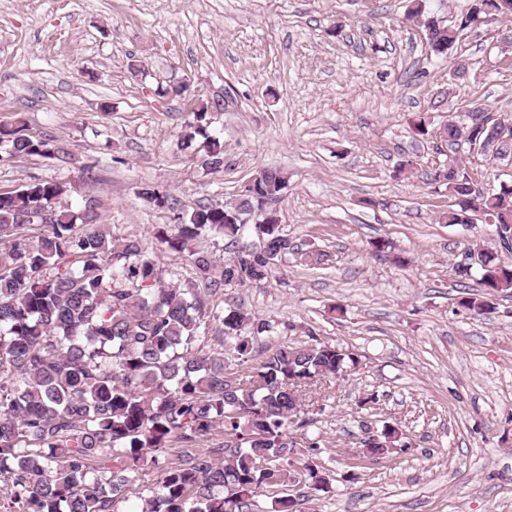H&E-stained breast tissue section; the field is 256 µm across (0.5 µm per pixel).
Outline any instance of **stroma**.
Instances as JSON below:
<instances>
[{"label": "stroma", "mask_w": 512, "mask_h": 512, "mask_svg": "<svg viewBox=\"0 0 512 512\" xmlns=\"http://www.w3.org/2000/svg\"><path fill=\"white\" fill-rule=\"evenodd\" d=\"M413 0H0V124L57 140L65 153L0 162V193L63 184L71 209L96 200L114 237L150 241L173 213L235 199L259 170L288 180L282 230L327 259L279 263L257 286L207 291L275 326L270 348L327 343L361 362L314 393L310 426L329 492L303 512H512V293L473 315L454 273L484 218L439 223L450 199L431 177L436 142L412 131L482 105L512 116V64L492 46L500 18L429 54ZM189 84L188 97L160 88ZM212 106L224 166L203 167L178 139L191 108ZM406 444L355 466L383 425Z\"/></svg>", "instance_id": "35a3bbf8"}]
</instances>
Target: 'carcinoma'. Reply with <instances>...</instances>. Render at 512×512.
<instances>
[{
	"label": "carcinoma",
	"instance_id": "obj_1",
	"mask_svg": "<svg viewBox=\"0 0 512 512\" xmlns=\"http://www.w3.org/2000/svg\"><path fill=\"white\" fill-rule=\"evenodd\" d=\"M512 15V0H472L454 24H425L430 53H449L465 31ZM208 106L193 113L182 146L204 139L202 162L224 166V146L207 134ZM481 146L493 139L498 155L512 156V120L467 113L444 125L443 157L433 180L452 199L438 221L468 225L481 212L501 225L494 250L479 251L481 292L461 300L470 313L484 314L487 298L512 290V184L477 194L488 153L468 160L458 155L461 133ZM0 143L12 157L52 159L60 151L51 138H32L0 127ZM287 188L284 175L267 170L263 188L247 196L252 204L276 203ZM64 186L34 181L0 193V477L10 483L21 512H119L135 478L168 456L170 443L183 442L168 463L142 512H253L262 492L295 482L288 430L303 427L300 395L309 380L336 379L359 366L351 353L321 342L279 346L245 376H236L224 351L205 352L196 343L213 333L230 344L237 364L248 361L254 343L271 330L240 309L213 310L194 287L184 288L176 272L161 269L152 247L138 238L116 239L99 225L75 231L73 211L60 199ZM140 196L176 209L151 186ZM223 204L203 205L154 227L156 243L188 252L197 278L209 287H242L268 279L274 266L293 258L307 266L321 252L303 251L274 213L263 223L226 224ZM39 224V233L25 229ZM205 235L238 243L222 264L193 249ZM220 430L215 448H192ZM402 432L385 425L379 440L363 447L377 459L404 447ZM305 478L311 488L329 484L320 463V440L308 439Z\"/></svg>",
	"mask_w": 512,
	"mask_h": 512
}]
</instances>
